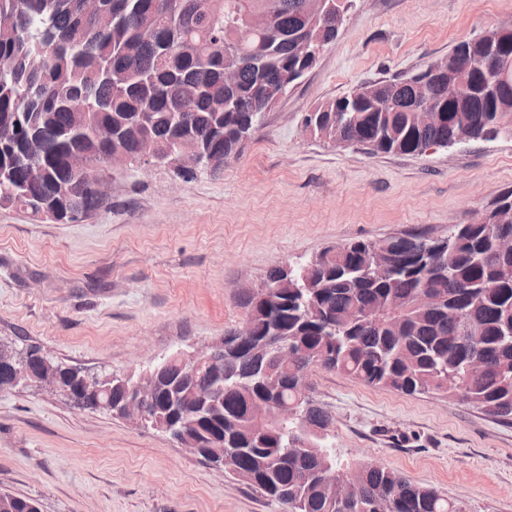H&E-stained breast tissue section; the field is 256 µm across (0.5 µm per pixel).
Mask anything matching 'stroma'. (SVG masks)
<instances>
[{"instance_id": "stroma-1", "label": "stroma", "mask_w": 512, "mask_h": 512, "mask_svg": "<svg viewBox=\"0 0 512 512\" xmlns=\"http://www.w3.org/2000/svg\"><path fill=\"white\" fill-rule=\"evenodd\" d=\"M512 23V0H354L333 43L265 112L242 157L183 181L112 174L108 205L72 224L0 209V344L85 372L139 375L243 321L270 268L326 247L447 237L512 189V138L371 155L311 135L307 112L402 79ZM342 463L371 460L467 512H512V424L456 399L309 375ZM40 512H281L244 479L151 428L36 386L0 393V494Z\"/></svg>"}]
</instances>
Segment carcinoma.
I'll return each mask as SVG.
<instances>
[{"label":"carcinoma","mask_w":512,"mask_h":512,"mask_svg":"<svg viewBox=\"0 0 512 512\" xmlns=\"http://www.w3.org/2000/svg\"><path fill=\"white\" fill-rule=\"evenodd\" d=\"M94 18L81 0H0V207L37 217L53 211L57 223L70 213L100 209L91 188L92 171L72 169L83 154L97 165L114 150L137 157L142 137L164 145L205 141L213 169L239 159L269 102L276 80L302 75L309 63L292 51L300 39L320 47L337 35L313 22L327 0H276L263 32L243 21L268 0H102ZM512 55V24L492 28L474 41L467 61L457 64L459 94L448 92L434 68L417 74L428 103L443 120L423 127L408 79L378 82L320 105L305 116L323 140L356 146L369 154H422L446 148L458 124L480 139L512 133V91H493L485 62ZM239 70L224 83V70ZM112 127V143L96 138ZM70 187L64 199L59 190ZM499 219L456 224L448 237L408 234L379 242L358 240L330 246L286 276L281 267L266 281L280 284L264 304L243 300L252 333L224 334L230 343L219 377L172 382L177 370L162 372L157 401L220 387L222 400L207 416L220 420L221 436L201 455L221 457L283 512H464L435 488L416 483L378 463L344 465L318 437L288 424L260 430L254 411L275 398L322 430L330 416L307 394L308 371L336 370L367 386L406 395L439 394L478 407L512 423V252L495 248V238L512 232V191L491 205ZM397 257L374 270L376 256ZM314 287H303L302 269ZM290 348L288 368L276 361L274 345ZM487 370L469 376L471 359ZM281 380L272 396L267 369ZM348 479L354 491L333 495V480Z\"/></svg>","instance_id":"carcinoma-1"}]
</instances>
